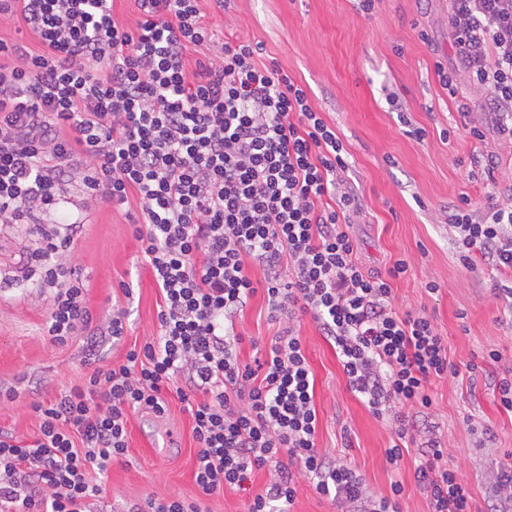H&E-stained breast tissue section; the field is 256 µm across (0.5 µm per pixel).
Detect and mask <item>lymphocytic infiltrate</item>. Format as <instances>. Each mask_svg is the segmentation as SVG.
<instances>
[{
	"label": "lymphocytic infiltrate",
	"instance_id": "1",
	"mask_svg": "<svg viewBox=\"0 0 512 512\" xmlns=\"http://www.w3.org/2000/svg\"><path fill=\"white\" fill-rule=\"evenodd\" d=\"M135 2L139 17L126 25L113 0H0V23L39 45L0 39V222L41 227L33 274L54 292L46 335L63 345L92 320L88 282L66 259L83 219L41 225L71 182L113 208L138 205L134 235L161 292L158 337L31 403L32 439L0 431V512H93L101 474L127 452L130 413L166 415L169 389L193 418L202 495L243 488L271 464L277 476L248 512H291L292 461L320 494L390 512L354 467L317 449L315 380L295 321L312 316L377 416L431 406V381L453 370L448 343L426 314L393 308L405 260L384 276L359 264L349 226L360 197L335 129L306 91L256 64L261 47L248 42L217 43L188 71L189 50L216 43L200 0ZM448 30L469 82L464 134L484 142L488 116L512 141V0H449ZM486 199L484 221L455 204L448 225L462 266L484 263L512 295V200ZM258 294L279 330L248 364L235 322ZM443 458L428 441L416 469L430 512H471Z\"/></svg>",
	"mask_w": 512,
	"mask_h": 512
}]
</instances>
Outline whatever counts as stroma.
I'll list each match as a JSON object with an SVG mask.
<instances>
[{
    "label": "stroma",
    "mask_w": 512,
    "mask_h": 512,
    "mask_svg": "<svg viewBox=\"0 0 512 512\" xmlns=\"http://www.w3.org/2000/svg\"><path fill=\"white\" fill-rule=\"evenodd\" d=\"M201 7L224 39L260 44L258 62L287 72L335 128L348 162L346 178L362 202L350 227L359 264L382 274L407 260L408 273L392 283L393 305L401 313L429 315L455 367L454 374L432 381L430 408L410 410L418 431L393 464L386 454L395 437L393 417L374 415L351 391L335 348L311 317H302L299 336L315 377L318 450L354 466L373 497L390 496L398 480L401 512H428L415 468L422 444L437 439L448 467L469 488L472 512H494L489 491L512 457V412L500 407L495 390L496 377L512 371V298L496 289L485 266L470 271L461 265L448 227V205L459 196H468L475 215L487 211L485 175L472 162L476 143L457 131L467 79L457 73L452 94L436 73L440 66L456 67L448 0H374L368 12L359 0H232L223 12L203 0ZM394 98L399 107L391 106ZM78 212L86 226L69 260L89 282L94 321L91 331H78L63 346L44 333L51 293L21 278L38 227L0 223V383L21 385L14 403L0 405V429L20 437L39 430L31 402L80 384L90 373L89 334L97 336L103 364L117 366L134 342L159 331L160 290L124 213L72 187L55 218L61 222ZM431 281L438 292L427 291ZM115 309L128 315L118 342L103 325ZM237 327L246 338L239 346L244 361L255 354L250 338L265 348L278 329L259 298ZM492 350L499 361L487 360ZM472 362L485 368L474 380L467 371ZM167 398V415L144 409L130 414L128 453L110 467L98 512H124L147 496H199L193 421L175 393ZM275 476L271 466L256 470L245 489L202 498V508L247 512L251 498Z\"/></svg>",
    "instance_id": "obj_1"
}]
</instances>
